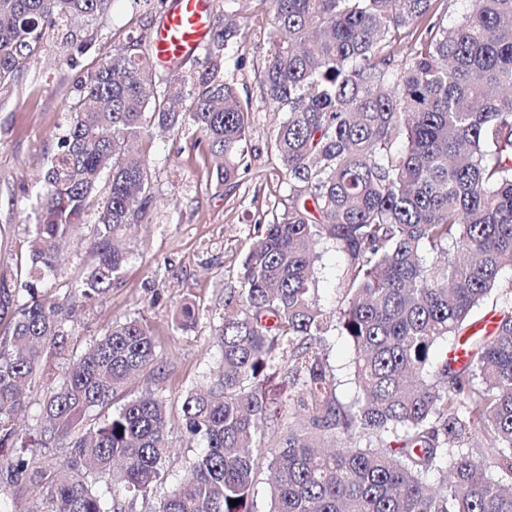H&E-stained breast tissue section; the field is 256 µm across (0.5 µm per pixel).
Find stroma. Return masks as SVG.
<instances>
[{
  "label": "stroma",
  "instance_id": "obj_1",
  "mask_svg": "<svg viewBox=\"0 0 512 512\" xmlns=\"http://www.w3.org/2000/svg\"><path fill=\"white\" fill-rule=\"evenodd\" d=\"M158 5V0H114L109 11L90 21L70 45L63 44L62 30L48 32L38 58L17 87L0 98V277H12L17 265L28 260L24 218L41 187V172L69 124L78 80L99 51L157 19ZM242 15L248 36L230 42L226 55L241 62L240 68L229 69L228 76L252 109L248 173L235 185H217L212 159L195 147L193 133L156 138L150 148L154 221L142 228L139 248L111 292L80 305L64 326L68 344L63 358L70 361L110 323L145 318L156 336L162 374L156 380L140 377L131 388L153 387L174 420L185 392L205 381L219 361L215 330L226 302L238 294L245 252L259 225L272 220L275 205L288 193L269 148L285 115L266 101L259 80L272 18L263 0H249ZM95 222V213H88L65 246L58 268L61 281L83 270ZM319 251L317 299L329 310L340 302L343 258L328 245ZM184 301L199 310L195 325L186 331L173 322L176 307ZM320 350L342 381L341 400H353L358 387L347 340L329 333Z\"/></svg>",
  "mask_w": 512,
  "mask_h": 512
}]
</instances>
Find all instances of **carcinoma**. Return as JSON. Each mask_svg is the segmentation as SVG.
<instances>
[{
	"label": "carcinoma",
	"instance_id": "obj_1",
	"mask_svg": "<svg viewBox=\"0 0 512 512\" xmlns=\"http://www.w3.org/2000/svg\"><path fill=\"white\" fill-rule=\"evenodd\" d=\"M261 2L281 34L260 81L287 113L272 137L287 202L244 255L217 329V370L182 400L179 425L203 449L153 512H253L262 476L270 512H512V297L492 332L463 337L512 268V0H466V12L426 26L400 59L435 0ZM111 4L0 0V95L46 30L78 29ZM238 34L212 19L195 76L155 79L144 33L89 64L28 227L27 277L56 285L0 280V447H27L16 413L37 377L58 368L65 322L77 302L109 293L137 248L134 229L152 220L151 140L195 130L219 161V186L248 169L251 107L225 78L224 49ZM91 209L90 263L59 283L60 244ZM322 243L344 259L334 311L316 299ZM198 316L185 303L176 326ZM332 328L352 346V403L319 352ZM450 337L465 342L464 361L449 355ZM160 373L142 317L113 323L63 370L47 388L37 444L66 453L33 471L21 452L6 467L10 481L40 488L31 512H125L165 482L171 420L152 388L103 419L92 414L130 377ZM286 386L297 389L289 414ZM285 414L267 457L258 434ZM328 435L336 447L322 450ZM434 472L445 474L437 487ZM106 476L108 500L98 489Z\"/></svg>",
	"mask_w": 512,
	"mask_h": 512
}]
</instances>
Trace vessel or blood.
<instances>
[{
	"mask_svg": "<svg viewBox=\"0 0 512 512\" xmlns=\"http://www.w3.org/2000/svg\"><path fill=\"white\" fill-rule=\"evenodd\" d=\"M211 31L209 0H171L157 21L152 61L173 72L193 57Z\"/></svg>",
	"mask_w": 512,
	"mask_h": 512,
	"instance_id": "obj_1",
	"label": "vessel or blood"
}]
</instances>
